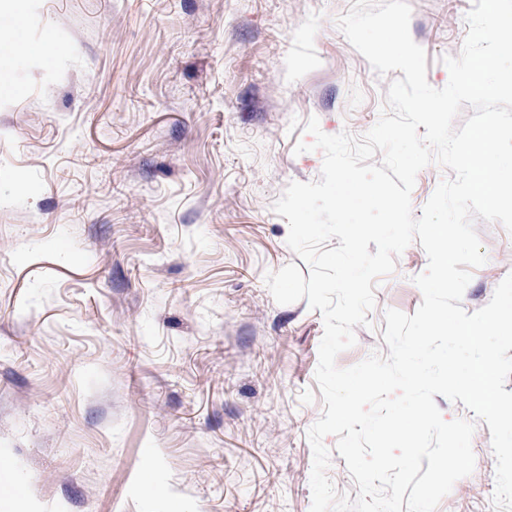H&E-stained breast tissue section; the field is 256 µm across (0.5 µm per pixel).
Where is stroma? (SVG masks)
<instances>
[{"mask_svg": "<svg viewBox=\"0 0 512 512\" xmlns=\"http://www.w3.org/2000/svg\"><path fill=\"white\" fill-rule=\"evenodd\" d=\"M352 2L0 0V512H310L324 323L265 276L299 261L272 204L321 176L307 121L362 136L397 77L338 29ZM408 2L444 87L473 0ZM475 228L470 313L512 273V234ZM427 263L377 281L339 367L387 353ZM475 422L437 512H493Z\"/></svg>", "mask_w": 512, "mask_h": 512, "instance_id": "35a3bbf8", "label": "stroma"}]
</instances>
